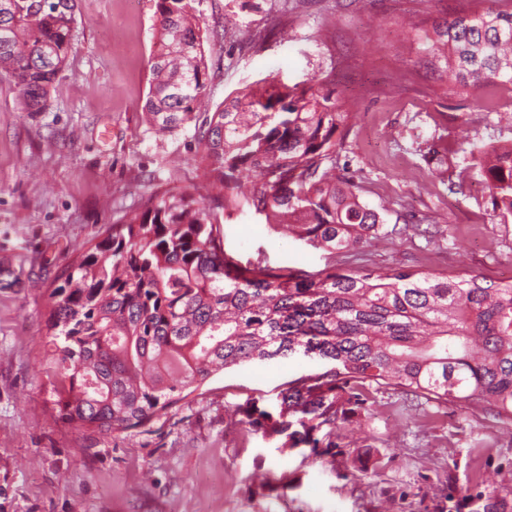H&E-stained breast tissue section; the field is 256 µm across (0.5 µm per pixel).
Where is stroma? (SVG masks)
<instances>
[{"label":"stroma","mask_w":512,"mask_h":512,"mask_svg":"<svg viewBox=\"0 0 512 512\" xmlns=\"http://www.w3.org/2000/svg\"><path fill=\"white\" fill-rule=\"evenodd\" d=\"M158 0H76L74 49L42 111L0 72V512H512V428L478 410L424 415L400 394L341 429L314 458L277 451L234 422L236 406L275 398L317 372L293 357L233 367L161 415L152 433H82L50 403L39 359L55 280L149 197L204 180L195 124L156 134L144 112ZM512 0H195L208 87L201 112L268 75L324 82L350 118L331 167L353 179L385 232L361 264L512 277V220L495 217L470 140L512 144V87L448 86L417 46L448 15ZM440 157L428 160L430 145ZM240 260L313 272L325 253L252 213L224 226Z\"/></svg>","instance_id":"obj_1"}]
</instances>
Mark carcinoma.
<instances>
[{
  "label": "carcinoma",
  "mask_w": 512,
  "mask_h": 512,
  "mask_svg": "<svg viewBox=\"0 0 512 512\" xmlns=\"http://www.w3.org/2000/svg\"><path fill=\"white\" fill-rule=\"evenodd\" d=\"M0 71L41 111L72 50L73 0H8ZM194 0H158L145 103L158 134L197 120L207 64ZM449 81L512 85V11L456 15L425 34ZM349 113L322 83L258 81L199 127L213 204L179 192L149 199L85 250L49 294L40 364L57 417L79 432L150 431L216 373L251 362L317 358L324 369L273 400L237 406V424L275 447L322 456L377 394L417 407L477 406L512 427V280L399 267H336L377 237L381 215L323 163ZM495 216L512 218V144L470 143ZM251 211L327 252L314 273L225 250L223 225Z\"/></svg>",
  "instance_id": "carcinoma-1"
}]
</instances>
